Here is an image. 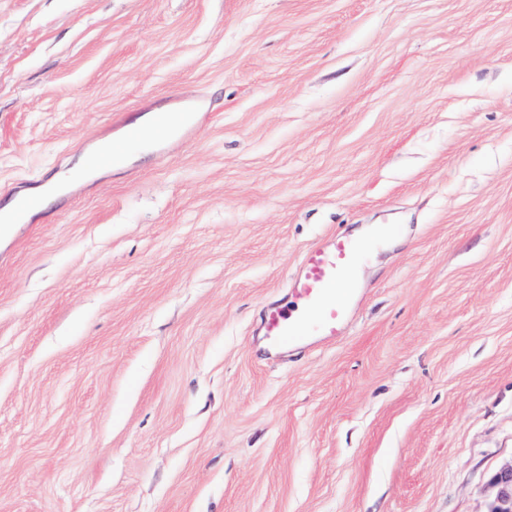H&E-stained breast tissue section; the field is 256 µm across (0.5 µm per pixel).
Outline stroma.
Returning a JSON list of instances; mask_svg holds the SVG:
<instances>
[{
    "mask_svg": "<svg viewBox=\"0 0 512 512\" xmlns=\"http://www.w3.org/2000/svg\"><path fill=\"white\" fill-rule=\"evenodd\" d=\"M0 512H489L512 463V0H0ZM398 230L343 339L259 331ZM46 197L47 191L41 189L27 194L24 198H16L4 207L3 216L5 219H7L10 213L13 211L16 203L23 202L25 204L23 218L28 219L40 213L45 208L47 204ZM392 232L391 224H377L367 238L337 234L306 249L285 297L264 311L267 345L287 352L301 345H331L345 336L359 273L372 249Z\"/></svg>",
    "mask_w": 512,
    "mask_h": 512,
    "instance_id": "1",
    "label": "stroma"
}]
</instances>
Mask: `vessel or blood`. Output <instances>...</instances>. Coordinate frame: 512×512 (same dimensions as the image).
<instances>
[{
  "instance_id": "obj_1",
  "label": "vessel or blood",
  "mask_w": 512,
  "mask_h": 512,
  "mask_svg": "<svg viewBox=\"0 0 512 512\" xmlns=\"http://www.w3.org/2000/svg\"><path fill=\"white\" fill-rule=\"evenodd\" d=\"M392 232V225L378 224L366 238L339 234L306 249L285 297L264 311L262 335L267 345L287 352L341 339L352 316L359 273L372 249Z\"/></svg>"
}]
</instances>
